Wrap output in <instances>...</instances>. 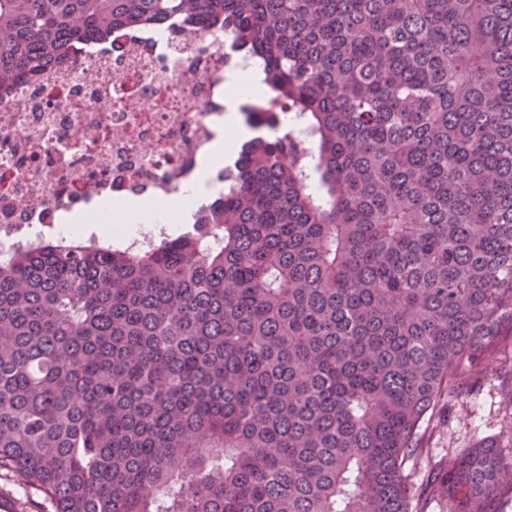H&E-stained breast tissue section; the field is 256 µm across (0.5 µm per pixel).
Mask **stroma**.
<instances>
[{"mask_svg":"<svg viewBox=\"0 0 512 512\" xmlns=\"http://www.w3.org/2000/svg\"><path fill=\"white\" fill-rule=\"evenodd\" d=\"M475 371L480 377L476 392L466 398L441 397L420 428L419 451L407 474L425 512H444V498L427 493L426 487L435 473L451 468L461 449L486 440L512 446V369L489 355ZM0 512H55V505L41 489L1 469Z\"/></svg>","mask_w":512,"mask_h":512,"instance_id":"obj_1","label":"stroma"}]
</instances>
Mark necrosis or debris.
Wrapping results in <instances>:
<instances>
[{
	"mask_svg": "<svg viewBox=\"0 0 512 512\" xmlns=\"http://www.w3.org/2000/svg\"><path fill=\"white\" fill-rule=\"evenodd\" d=\"M222 28L170 18L92 35L38 81L0 94V255L56 228L81 205L169 197L194 176L228 102L255 139L266 115L232 98L227 74L252 76Z\"/></svg>",
	"mask_w": 512,
	"mask_h": 512,
	"instance_id": "4bbe7bcc",
	"label": "necrosis or debris"
}]
</instances>
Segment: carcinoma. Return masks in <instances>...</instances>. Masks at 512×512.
<instances>
[{
	"label": "carcinoma",
	"instance_id": "1",
	"mask_svg": "<svg viewBox=\"0 0 512 512\" xmlns=\"http://www.w3.org/2000/svg\"><path fill=\"white\" fill-rule=\"evenodd\" d=\"M173 15L283 119L154 249L0 264V469L56 512H420V424L512 323V0H0V87ZM509 470L487 441L432 484L490 512Z\"/></svg>",
	"mask_w": 512,
	"mask_h": 512
}]
</instances>
